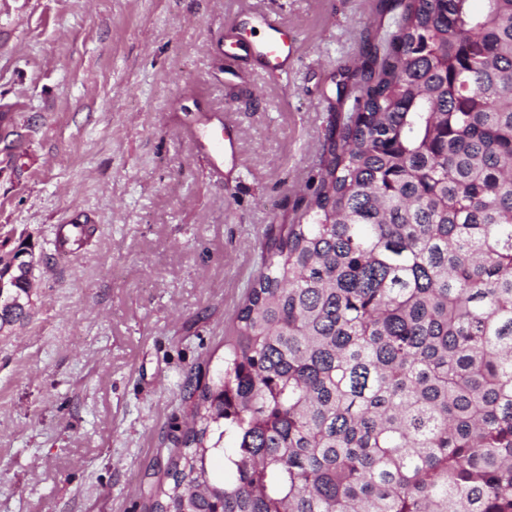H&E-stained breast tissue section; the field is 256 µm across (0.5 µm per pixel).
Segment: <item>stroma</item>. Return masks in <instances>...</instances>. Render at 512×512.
Masks as SVG:
<instances>
[{
  "mask_svg": "<svg viewBox=\"0 0 512 512\" xmlns=\"http://www.w3.org/2000/svg\"><path fill=\"white\" fill-rule=\"evenodd\" d=\"M272 11L294 60L224 24ZM392 0H0V257L33 253L0 329V512H152L196 387L224 360L269 235L305 212ZM230 123L235 149L207 140ZM94 225L70 252L75 213ZM252 20L255 22L253 27L260 28L264 33L260 42L255 45L244 43L236 25L228 23L224 24V42L228 41L232 46L251 51L268 65L287 70L291 50L282 22L276 14L269 11L255 14Z\"/></svg>",
  "mask_w": 512,
  "mask_h": 512,
  "instance_id": "obj_1",
  "label": "stroma"
}]
</instances>
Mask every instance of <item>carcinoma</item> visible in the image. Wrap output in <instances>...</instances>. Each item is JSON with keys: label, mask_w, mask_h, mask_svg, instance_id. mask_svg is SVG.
I'll return each mask as SVG.
<instances>
[{"label": "carcinoma", "mask_w": 512, "mask_h": 512, "mask_svg": "<svg viewBox=\"0 0 512 512\" xmlns=\"http://www.w3.org/2000/svg\"><path fill=\"white\" fill-rule=\"evenodd\" d=\"M482 2L404 0L369 49L154 512H512V0Z\"/></svg>", "instance_id": "carcinoma-1"}]
</instances>
